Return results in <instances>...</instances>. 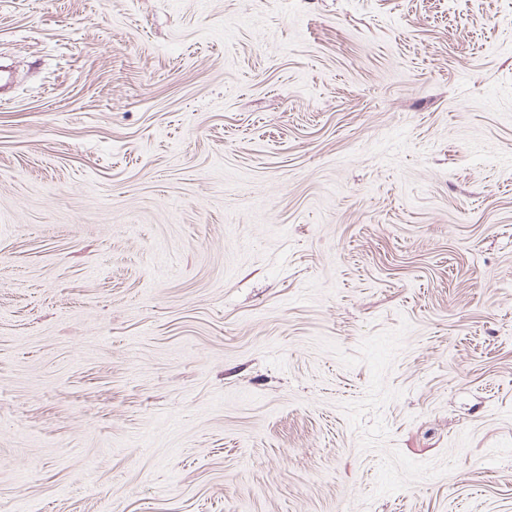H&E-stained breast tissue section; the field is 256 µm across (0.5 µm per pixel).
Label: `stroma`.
Returning a JSON list of instances; mask_svg holds the SVG:
<instances>
[{
	"instance_id": "1",
	"label": "stroma",
	"mask_w": 512,
	"mask_h": 512,
	"mask_svg": "<svg viewBox=\"0 0 512 512\" xmlns=\"http://www.w3.org/2000/svg\"><path fill=\"white\" fill-rule=\"evenodd\" d=\"M0 512H512V0H0Z\"/></svg>"
}]
</instances>
